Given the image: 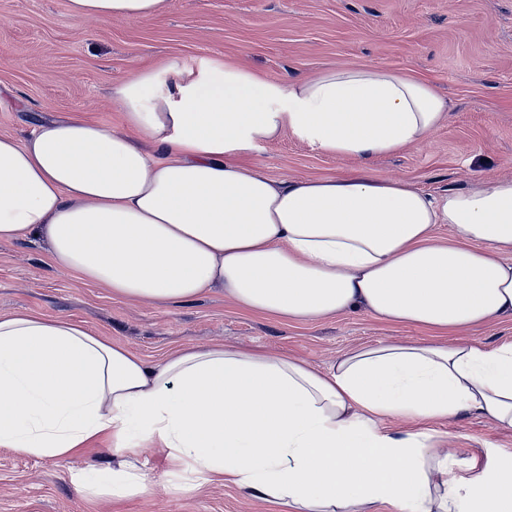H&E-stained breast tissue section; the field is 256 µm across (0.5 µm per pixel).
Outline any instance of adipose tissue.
<instances>
[{
	"mask_svg": "<svg viewBox=\"0 0 512 512\" xmlns=\"http://www.w3.org/2000/svg\"><path fill=\"white\" fill-rule=\"evenodd\" d=\"M167 3L68 8L146 19ZM111 97L127 133L70 118L23 141L0 135V242L38 239L53 266L127 301L217 289L292 323L361 309L432 337L354 349L324 371L222 345L155 363L21 309L0 316V447L70 459L109 438L113 464L89 486L116 497L145 489L135 457L150 446L282 512H512V456H453L429 429L461 413L512 429V341L461 335L512 317V179L434 195L365 169L277 180L239 162L285 131L336 157L396 154L447 118V99L387 68L281 82L232 63L145 68ZM380 416L423 427L388 432Z\"/></svg>",
	"mask_w": 512,
	"mask_h": 512,
	"instance_id": "obj_1",
	"label": "adipose tissue"
}]
</instances>
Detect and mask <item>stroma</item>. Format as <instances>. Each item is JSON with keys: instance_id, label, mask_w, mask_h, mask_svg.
Instances as JSON below:
<instances>
[{"instance_id": "obj_1", "label": "stroma", "mask_w": 512, "mask_h": 512, "mask_svg": "<svg viewBox=\"0 0 512 512\" xmlns=\"http://www.w3.org/2000/svg\"><path fill=\"white\" fill-rule=\"evenodd\" d=\"M227 60L279 80L389 68L430 82L452 103L424 143L368 161L326 155L284 133L247 158L273 178L366 168L431 193L479 177L512 179V0H169L159 16L112 20L75 19L68 0H0V134L22 140L74 116L118 131L113 83L163 61L200 73ZM20 308L83 323L151 361L222 344L324 370L355 348L424 337L362 310L288 324L243 312L217 289L169 306L115 299L49 265L30 237L0 243V315ZM435 429L459 457L512 454V429L482 417L454 416ZM137 459L146 491L115 498L91 494L81 479L111 465L107 443L74 459L0 447V512H281L235 485L176 474L155 449H139Z\"/></svg>"}]
</instances>
